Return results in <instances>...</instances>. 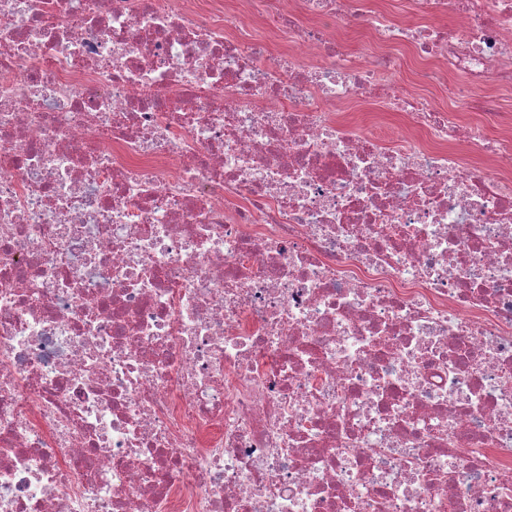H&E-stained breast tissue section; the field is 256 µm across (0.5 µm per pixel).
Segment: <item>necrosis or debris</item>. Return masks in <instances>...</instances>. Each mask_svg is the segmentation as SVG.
Here are the masks:
<instances>
[{
	"mask_svg": "<svg viewBox=\"0 0 512 512\" xmlns=\"http://www.w3.org/2000/svg\"><path fill=\"white\" fill-rule=\"evenodd\" d=\"M500 89L512 0H0V512H512Z\"/></svg>",
	"mask_w": 512,
	"mask_h": 512,
	"instance_id": "1",
	"label": "necrosis or debris"
}]
</instances>
